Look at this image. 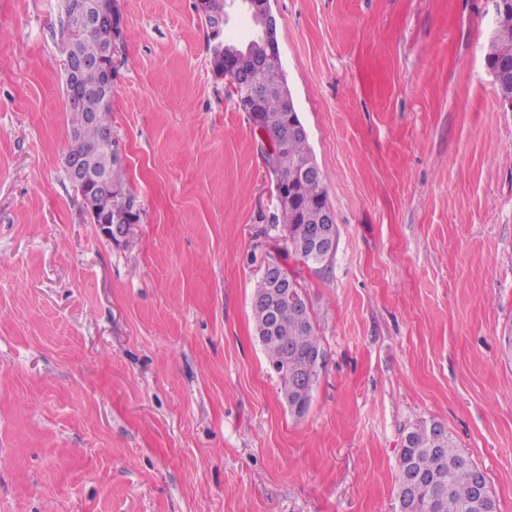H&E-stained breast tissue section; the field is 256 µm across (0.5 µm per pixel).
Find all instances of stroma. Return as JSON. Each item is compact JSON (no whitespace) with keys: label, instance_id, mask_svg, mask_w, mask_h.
I'll return each mask as SVG.
<instances>
[{"label":"stroma","instance_id":"35a3bbf8","mask_svg":"<svg viewBox=\"0 0 512 512\" xmlns=\"http://www.w3.org/2000/svg\"><path fill=\"white\" fill-rule=\"evenodd\" d=\"M59 3L0 0V512H397L422 421L512 512L494 0H270L336 219L308 267L195 0H121L112 133L140 220L99 233L63 169ZM271 261L325 352L300 417L252 316Z\"/></svg>","mask_w":512,"mask_h":512}]
</instances>
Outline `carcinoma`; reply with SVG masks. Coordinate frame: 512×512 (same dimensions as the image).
Returning a JSON list of instances; mask_svg holds the SVG:
<instances>
[{"instance_id":"obj_1","label":"carcinoma","mask_w":512,"mask_h":512,"mask_svg":"<svg viewBox=\"0 0 512 512\" xmlns=\"http://www.w3.org/2000/svg\"><path fill=\"white\" fill-rule=\"evenodd\" d=\"M486 61L495 79L501 104H512V0H501L495 27L486 47ZM261 74L264 83L270 87L281 88L285 84L279 62L269 61ZM100 77V67H88L82 77L87 94L79 104L67 109L69 128L80 129L79 135L68 137L66 154L69 156L82 157L89 144L107 139L108 132L112 131L109 108L104 112L102 122L84 123L83 113L91 109V96ZM293 110L292 101L277 92L261 98L254 105V111L265 114L266 129L274 137L285 133L288 113ZM310 156L308 139L290 136L288 149L272 157V173L289 179L298 163ZM326 207L328 201L323 188L299 195L295 202L280 206L281 223L288 236L298 241L306 240L308 234L319 226V217ZM271 288L272 283L262 277L257 281L252 295L255 330L270 368L279 372L309 369L313 377H318L324 353L315 333L311 310L305 309L300 316L288 301H271ZM281 382L288 407L296 410L298 416L305 414L313 386H308L301 394L288 388L287 377H281ZM406 464L416 472L435 479V486L440 488V492L433 494L420 485L408 494L402 488L403 478H397V496L402 498L407 512H476L470 507L473 490L466 475L467 470L476 467V464L459 451L451 436L447 435L437 443L425 424L417 425L415 431L404 436L399 466Z\"/></svg>"}]
</instances>
